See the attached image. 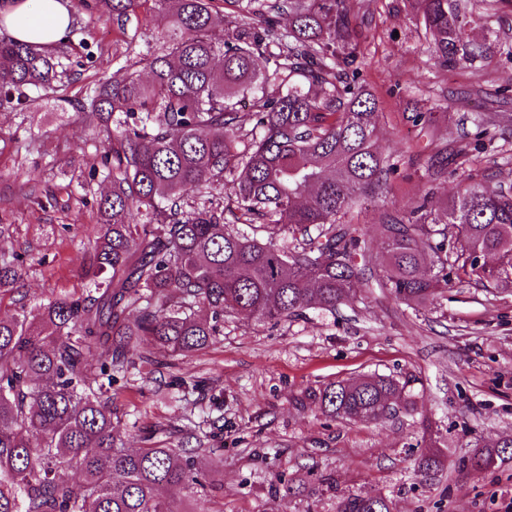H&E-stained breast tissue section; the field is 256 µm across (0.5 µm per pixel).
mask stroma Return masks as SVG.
I'll return each instance as SVG.
<instances>
[{
  "mask_svg": "<svg viewBox=\"0 0 512 512\" xmlns=\"http://www.w3.org/2000/svg\"><path fill=\"white\" fill-rule=\"evenodd\" d=\"M73 34L65 82L78 93L111 74L162 54L154 13L144 4L130 19H90L71 0ZM363 31L362 78L380 101L377 147L399 170L371 205L347 221L381 244L383 213H402L426 189L448 196L457 178L430 179L429 159L462 144L475 114H512V12L473 27L476 40L495 31L496 44L481 73L445 70L432 59L429 40L408 0H346ZM432 112V128L413 126L414 111ZM0 254L16 253L25 275L18 290L0 294V315L16 314L60 294L85 292L80 263L97 235L93 201L107 184L90 177L112 140L106 127L70 105L45 99L0 105ZM468 168L479 175L512 174V135H501ZM70 193H61V185ZM57 204H50V197ZM356 300L339 312L308 310L272 325L242 315L224 319L210 347L168 364L137 363L127 381L112 386L123 447L145 434L177 445L182 427L223 428L220 451L199 460L204 492L170 491L177 512H338L352 494L386 497L392 512H506L512 502V462L476 470L468 459L477 441L512 434V287L455 284L432 304L413 309L361 279ZM411 378L414 411L375 425L326 414L310 391L368 373ZM205 380L222 396L208 398L171 388L172 376ZM445 446L443 470L421 475L415 459L423 421ZM295 490H282L281 479Z\"/></svg>",
  "mask_w": 512,
  "mask_h": 512,
  "instance_id": "1",
  "label": "stroma"
}]
</instances>
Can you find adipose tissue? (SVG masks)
Listing matches in <instances>:
<instances>
[{"mask_svg": "<svg viewBox=\"0 0 512 512\" xmlns=\"http://www.w3.org/2000/svg\"><path fill=\"white\" fill-rule=\"evenodd\" d=\"M72 23L68 0H0V26L21 43L55 46Z\"/></svg>", "mask_w": 512, "mask_h": 512, "instance_id": "1", "label": "adipose tissue"}]
</instances>
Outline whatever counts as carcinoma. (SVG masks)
<instances>
[{
  "label": "carcinoma",
  "instance_id": "carcinoma-1",
  "mask_svg": "<svg viewBox=\"0 0 512 512\" xmlns=\"http://www.w3.org/2000/svg\"><path fill=\"white\" fill-rule=\"evenodd\" d=\"M240 21L216 26L217 3ZM410 0L444 68L483 66L493 43L476 21L512 0ZM167 53L146 59L143 82L122 65L68 100L57 84L65 45L43 50L0 40V103L56 94L112 127L111 178L97 200L98 236L84 252L90 288L0 318V512H175L159 490L202 485L196 461L211 436L182 431L177 447L153 437L119 447L112 384L137 362L189 357L224 335V314L275 324L353 302L367 271L407 306L431 304L454 281L512 285V181L461 172L448 197L431 190L401 215L381 217V251L342 218L373 202L396 166L376 148L375 95L345 0H154ZM140 0H95L101 17H127ZM288 16V26L281 24ZM475 142L499 125L473 119ZM234 184V205L203 192ZM145 217L138 222L136 216ZM248 224L252 235L235 228ZM23 278L0 254V292ZM203 308L209 317H199ZM411 380L367 374L310 393L324 411L377 423L387 407L414 409ZM418 469L444 467L437 432ZM512 461V435L477 443L487 470ZM70 468L79 482L58 477ZM339 512H391L380 495H352Z\"/></svg>",
  "mask_w": 512,
  "mask_h": 512
}]
</instances>
